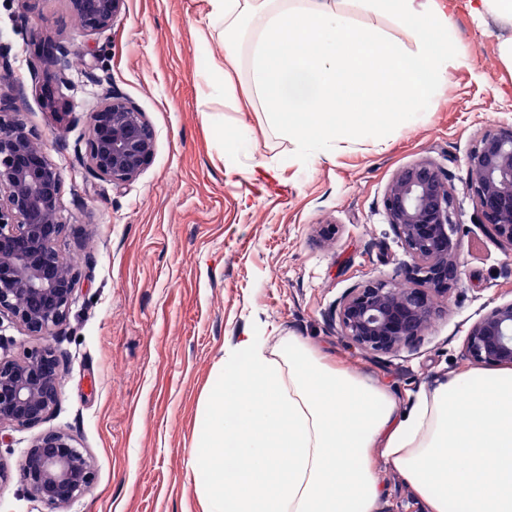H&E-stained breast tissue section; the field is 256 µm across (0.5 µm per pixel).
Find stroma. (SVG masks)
<instances>
[{
    "instance_id": "obj_1",
    "label": "stroma",
    "mask_w": 512,
    "mask_h": 512,
    "mask_svg": "<svg viewBox=\"0 0 512 512\" xmlns=\"http://www.w3.org/2000/svg\"><path fill=\"white\" fill-rule=\"evenodd\" d=\"M206 0H125L112 28L91 35L70 0H0L9 78L0 101L17 112L63 174L59 252L78 272L76 301L49 337L0 326V359L50 345L58 404L34 427L0 425V512H47L20 475L24 451L48 431L71 436L95 480L64 512H201L186 478L196 419L218 362L245 335L269 356L297 336L387 386L401 409L459 369L471 324L512 301V249L481 224L465 158L512 122V72L500 30L456 0L448 82L413 119L337 142L328 155L274 135L260 110L204 98L196 73L223 59L220 21ZM68 51L56 106L40 87L52 70L38 40ZM142 112L154 154L122 187L89 169V116L105 89ZM223 136H216V128ZM428 158L447 174L457 207L458 283L440 298L422 340L392 353L342 336L336 306L351 287L406 280L411 262L383 205L396 171ZM279 166L278 178L266 173ZM377 512H426L385 469Z\"/></svg>"
}]
</instances>
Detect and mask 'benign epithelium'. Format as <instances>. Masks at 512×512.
<instances>
[{
    "label": "benign epithelium",
    "instance_id": "1",
    "mask_svg": "<svg viewBox=\"0 0 512 512\" xmlns=\"http://www.w3.org/2000/svg\"><path fill=\"white\" fill-rule=\"evenodd\" d=\"M125 0H71L90 35L112 27ZM37 56L65 81L67 51L41 41ZM154 133L130 101L109 91L91 114L89 169L116 187L134 181L154 153ZM469 186L493 235L512 249V124L483 135L467 157ZM62 172L35 142L18 114L0 103V320L30 336H50L67 318L78 274L57 249L64 222ZM389 223L412 260L408 275L419 287L373 281L344 293L336 306L342 335L358 348L390 353L420 339L437 313V297L458 280L460 240L453 190L441 168L420 159L399 169L384 196ZM466 353L488 365H512V301L469 328ZM59 362L49 347L20 361L0 359V425L35 426L57 405ZM30 494L60 509L90 490L93 465L62 432L38 436L20 465Z\"/></svg>",
    "mask_w": 512,
    "mask_h": 512
}]
</instances>
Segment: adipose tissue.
Wrapping results in <instances>:
<instances>
[{
    "mask_svg": "<svg viewBox=\"0 0 512 512\" xmlns=\"http://www.w3.org/2000/svg\"><path fill=\"white\" fill-rule=\"evenodd\" d=\"M227 45L252 43L235 87L210 61L207 81L235 109L261 103L280 135L361 137L369 123L339 118L340 102L390 116L448 80L449 18L438 0H208ZM373 10L408 40L358 25ZM245 336L213 372L199 414L191 479L202 512H376L385 462L428 512H512V368L460 371L400 413L383 385L318 355L292 336L280 359Z\"/></svg>",
    "mask_w": 512,
    "mask_h": 512,
    "instance_id": "ef3b65f1",
    "label": "adipose tissue"
}]
</instances>
